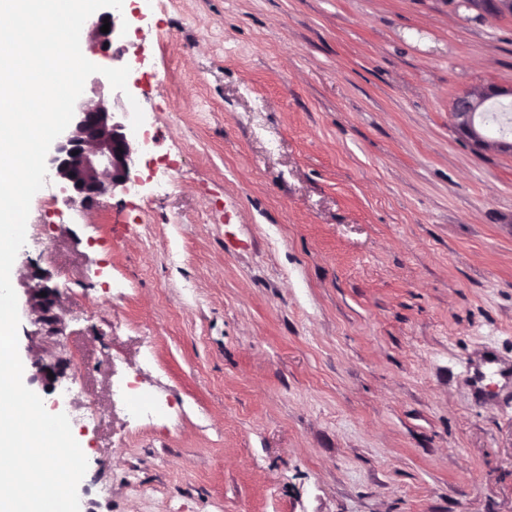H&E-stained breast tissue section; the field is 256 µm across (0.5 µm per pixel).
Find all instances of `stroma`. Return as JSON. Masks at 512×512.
<instances>
[{
  "mask_svg": "<svg viewBox=\"0 0 512 512\" xmlns=\"http://www.w3.org/2000/svg\"><path fill=\"white\" fill-rule=\"evenodd\" d=\"M86 58L139 104V194L33 198L14 290L59 291L45 393L88 460L80 512H512V157L451 102L512 107V18L455 0H165ZM173 177L154 195L152 178ZM128 377L169 400L132 419ZM505 94V91L497 87H474L453 99L449 112L451 124L474 149H483L488 145V138L479 120L487 103ZM487 375L497 377L504 382L511 383V365L500 360L494 353H487L483 359V370L478 374L477 383L482 384Z\"/></svg>",
  "mask_w": 512,
  "mask_h": 512,
  "instance_id": "1",
  "label": "stroma"
}]
</instances>
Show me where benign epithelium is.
<instances>
[{"instance_id": "benign-epithelium-1", "label": "benign epithelium", "mask_w": 512, "mask_h": 512, "mask_svg": "<svg viewBox=\"0 0 512 512\" xmlns=\"http://www.w3.org/2000/svg\"><path fill=\"white\" fill-rule=\"evenodd\" d=\"M462 4L477 15L512 16V0H462ZM118 17L112 12L101 14L90 27V37L100 45L113 43L118 34ZM110 31L101 32L104 22ZM505 91L497 87H474L451 103L450 121L457 133L474 149L488 145L480 116L487 103ZM134 150L123 133V126L114 121V113L99 106L80 102L73 126L60 141L50 159L58 178L71 185L81 202L89 204L99 196L131 182ZM46 296H41V293ZM60 296L47 285L24 289L22 310L36 330L28 336L29 348L36 351L31 363V380L49 390L66 375L69 363L57 352V337L61 321L57 314Z\"/></svg>"}]
</instances>
